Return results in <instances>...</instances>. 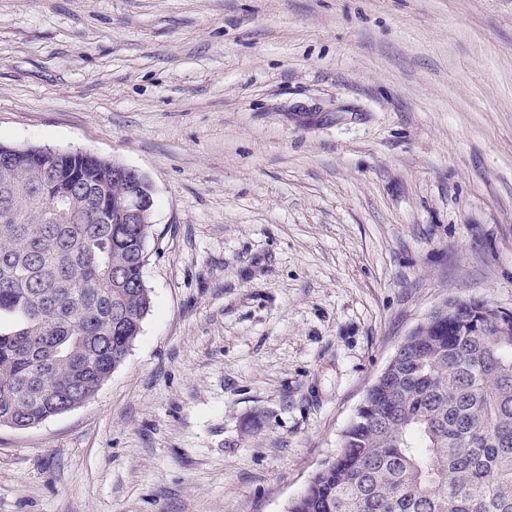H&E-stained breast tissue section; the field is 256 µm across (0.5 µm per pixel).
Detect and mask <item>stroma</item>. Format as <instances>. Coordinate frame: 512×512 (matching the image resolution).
Listing matches in <instances>:
<instances>
[{
    "mask_svg": "<svg viewBox=\"0 0 512 512\" xmlns=\"http://www.w3.org/2000/svg\"><path fill=\"white\" fill-rule=\"evenodd\" d=\"M0 143L154 195L142 332L0 429V512H285L433 310L512 311V0H0Z\"/></svg>",
    "mask_w": 512,
    "mask_h": 512,
    "instance_id": "obj_1",
    "label": "stroma"
}]
</instances>
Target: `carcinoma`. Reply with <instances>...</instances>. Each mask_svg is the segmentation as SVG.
<instances>
[{"label":"carcinoma","instance_id":"carcinoma-1","mask_svg":"<svg viewBox=\"0 0 512 512\" xmlns=\"http://www.w3.org/2000/svg\"><path fill=\"white\" fill-rule=\"evenodd\" d=\"M137 176L80 151L0 145V420L91 399L151 312ZM403 345L285 512H512V312L452 300Z\"/></svg>","mask_w":512,"mask_h":512}]
</instances>
